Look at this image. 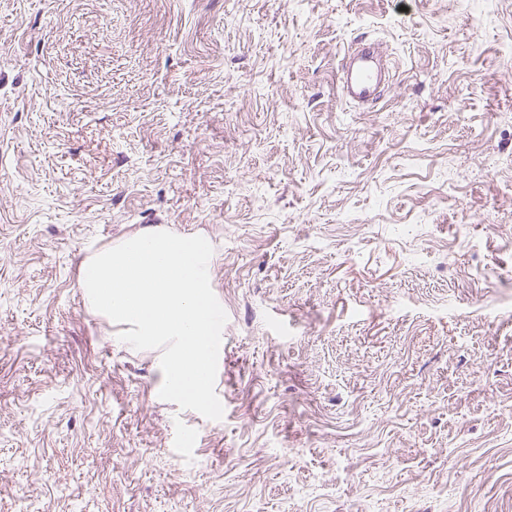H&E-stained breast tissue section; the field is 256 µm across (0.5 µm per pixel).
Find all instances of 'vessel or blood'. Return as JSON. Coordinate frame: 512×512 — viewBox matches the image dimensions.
<instances>
[{
    "label": "vessel or blood",
    "mask_w": 512,
    "mask_h": 512,
    "mask_svg": "<svg viewBox=\"0 0 512 512\" xmlns=\"http://www.w3.org/2000/svg\"><path fill=\"white\" fill-rule=\"evenodd\" d=\"M389 70L390 61L380 43L352 44L337 68L343 100L357 108L376 104L388 83Z\"/></svg>",
    "instance_id": "obj_1"
}]
</instances>
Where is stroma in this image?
<instances>
[{"label": "stroma", "mask_w": 512, "mask_h": 512, "mask_svg": "<svg viewBox=\"0 0 512 512\" xmlns=\"http://www.w3.org/2000/svg\"><path fill=\"white\" fill-rule=\"evenodd\" d=\"M510 42L512 0H0V512H512ZM156 226L215 253L218 421L79 288ZM388 58L376 41L352 44L340 59L336 72L342 99L357 108L376 104L388 84Z\"/></svg>", "instance_id": "1"}]
</instances>
